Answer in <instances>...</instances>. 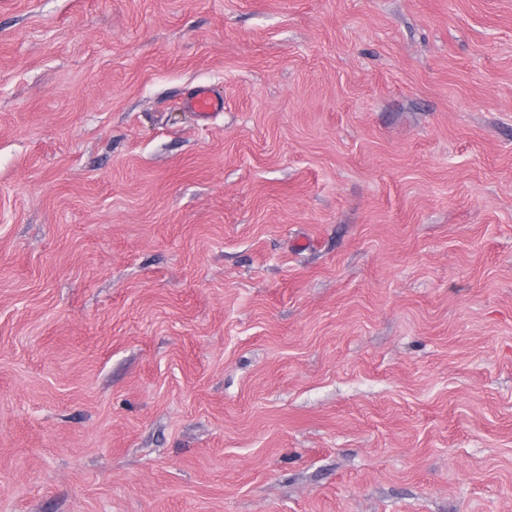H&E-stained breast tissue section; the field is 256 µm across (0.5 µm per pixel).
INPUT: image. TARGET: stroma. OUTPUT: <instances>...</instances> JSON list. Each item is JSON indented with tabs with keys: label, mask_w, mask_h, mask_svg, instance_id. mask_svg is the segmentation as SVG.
Segmentation results:
<instances>
[{
	"label": "stroma",
	"mask_w": 512,
	"mask_h": 512,
	"mask_svg": "<svg viewBox=\"0 0 512 512\" xmlns=\"http://www.w3.org/2000/svg\"><path fill=\"white\" fill-rule=\"evenodd\" d=\"M0 512H512V0H0ZM185 108L205 120L224 108V98L215 94L208 86H198L187 97Z\"/></svg>",
	"instance_id": "obj_1"
}]
</instances>
